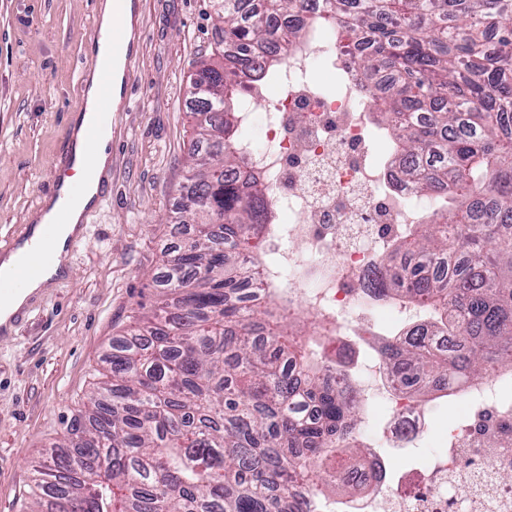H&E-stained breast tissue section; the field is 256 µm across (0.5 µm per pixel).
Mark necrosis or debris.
<instances>
[{
  "instance_id": "obj_1",
  "label": "necrosis or debris",
  "mask_w": 512,
  "mask_h": 512,
  "mask_svg": "<svg viewBox=\"0 0 512 512\" xmlns=\"http://www.w3.org/2000/svg\"><path fill=\"white\" fill-rule=\"evenodd\" d=\"M332 24L322 18L289 44L278 79L283 93L272 101L263 132L255 130V112L243 107L236 151L267 178L273 211L288 215L269 227L267 243L279 258L266 281L288 306L330 324L333 358L348 348V336L373 335L382 304L364 290L390 242L422 223L436 199L417 193L394 157L375 158L371 99L353 55L323 38ZM318 61L335 74L334 89L309 79ZM461 401L444 448L411 491H390L392 476L373 455L358 474V493L317 498L318 512H512V374L473 382ZM387 403L385 441L415 445L429 412L400 390Z\"/></svg>"
}]
</instances>
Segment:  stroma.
Here are the masks:
<instances>
[{"label": "stroma", "mask_w": 512, "mask_h": 512, "mask_svg": "<svg viewBox=\"0 0 512 512\" xmlns=\"http://www.w3.org/2000/svg\"><path fill=\"white\" fill-rule=\"evenodd\" d=\"M145 37L131 64L132 107L112 116L105 194L83 224L66 279L34 299L0 337V512H28L33 468L103 379L102 357L131 316L151 314L164 262L184 239L171 218L195 138L190 80L223 32L213 0H136ZM98 0H0V251L26 234L61 173L82 100ZM427 440L389 450L414 474L442 444L448 401Z\"/></svg>", "instance_id": "obj_1"}]
</instances>
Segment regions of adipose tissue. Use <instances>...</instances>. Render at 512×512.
<instances>
[{
  "instance_id": "obj_1",
  "label": "adipose tissue",
  "mask_w": 512,
  "mask_h": 512,
  "mask_svg": "<svg viewBox=\"0 0 512 512\" xmlns=\"http://www.w3.org/2000/svg\"><path fill=\"white\" fill-rule=\"evenodd\" d=\"M122 69H115L110 76L108 88H101L98 74H90L85 82L83 97L87 106L84 114L76 116L70 133V140L77 152L86 154L88 168L76 169L73 180L81 185V193L75 197L68 207H61L58 200L45 199L41 209L33 215L36 224H52L56 232L52 240L53 260L43 273L28 280L22 289L15 294L0 298V332L11 333L14 316L29 304L32 298L44 292L67 273V243L78 237L83 231L82 224L87 212L93 209L98 201L100 187L107 180L110 168V152L108 144L112 138L111 129H103L95 140H88L87 132L93 120L91 108L99 96H106L110 110H117L121 105Z\"/></svg>"
}]
</instances>
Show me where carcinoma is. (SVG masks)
Instances as JSON below:
<instances>
[{
    "label": "carcinoma",
    "instance_id": "1",
    "mask_svg": "<svg viewBox=\"0 0 512 512\" xmlns=\"http://www.w3.org/2000/svg\"><path fill=\"white\" fill-rule=\"evenodd\" d=\"M224 38L193 82L201 116L182 210L195 233L167 260L168 292L110 345L91 392L36 469L30 512H314L305 487L342 483L358 379L331 376L319 335L262 283L267 185L234 144L244 78L270 77L304 0H214ZM405 176L458 204L394 240L374 294L420 308L428 335L379 350L411 398L512 368V0H322Z\"/></svg>",
    "mask_w": 512,
    "mask_h": 512
}]
</instances>
